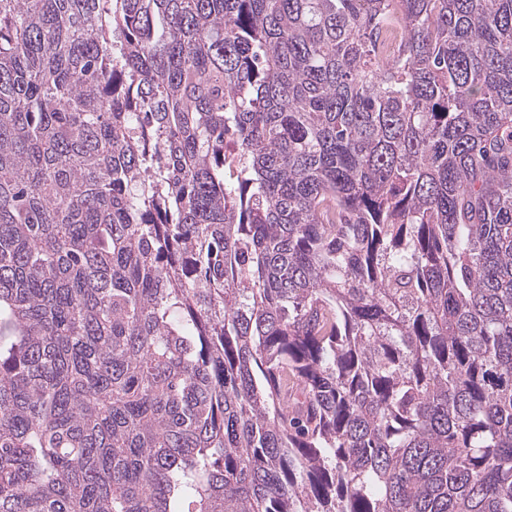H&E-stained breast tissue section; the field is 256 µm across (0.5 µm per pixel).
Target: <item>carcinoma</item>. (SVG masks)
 I'll use <instances>...</instances> for the list:
<instances>
[{
	"label": "carcinoma",
	"instance_id": "1",
	"mask_svg": "<svg viewBox=\"0 0 512 512\" xmlns=\"http://www.w3.org/2000/svg\"><path fill=\"white\" fill-rule=\"evenodd\" d=\"M0 512H512V0H0Z\"/></svg>",
	"mask_w": 512,
	"mask_h": 512
}]
</instances>
